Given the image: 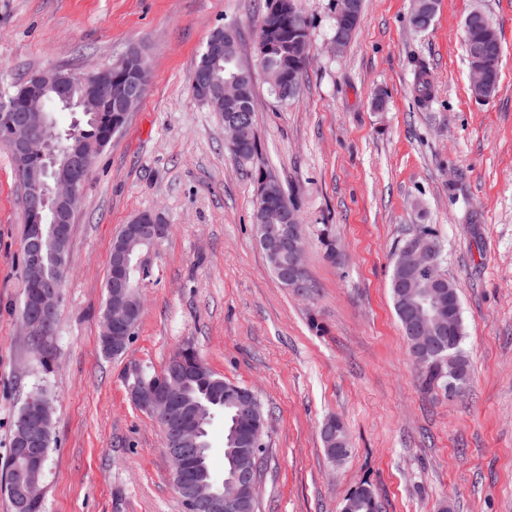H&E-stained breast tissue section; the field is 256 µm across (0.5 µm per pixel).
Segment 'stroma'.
<instances>
[{"label": "stroma", "mask_w": 512, "mask_h": 512, "mask_svg": "<svg viewBox=\"0 0 512 512\" xmlns=\"http://www.w3.org/2000/svg\"><path fill=\"white\" fill-rule=\"evenodd\" d=\"M295 5L309 64L286 103L256 80L260 151L240 159L190 78L220 27L235 30L238 62L254 68L267 0H0V90L132 48L151 70L82 186L48 369L21 326L22 188L0 143V478L19 408L45 392V512H184L161 428L132 404L125 374L161 371L187 343L269 414L258 512H341L364 482L382 512H512V0H440L424 31L411 24L413 0H365L340 52L336 0ZM474 10L502 44L486 102L472 96L464 49ZM421 69L434 87L424 104ZM261 172L299 208L307 295L278 282L256 241ZM145 210L172 232L141 288L137 333L112 359L99 345L112 242ZM325 224L332 260L318 242ZM422 224L435 228L460 293L471 375L459 395L422 387L391 299L398 248ZM331 416L351 448L336 463L321 440Z\"/></svg>", "instance_id": "1"}]
</instances>
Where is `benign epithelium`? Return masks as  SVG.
I'll return each instance as SVG.
<instances>
[{
	"mask_svg": "<svg viewBox=\"0 0 512 512\" xmlns=\"http://www.w3.org/2000/svg\"><path fill=\"white\" fill-rule=\"evenodd\" d=\"M471 85L479 89L475 98L486 102L490 95L482 92L487 85V73L473 55L469 58ZM53 79L62 104L71 108L83 107L85 112L98 111V100L116 97L122 111L133 112L141 100L150 80V70L139 64L133 87L121 85L112 88V69L101 67L87 71L77 77L59 74ZM255 78L252 71L240 75L236 80L224 84V139L228 147L236 150L242 140V126L234 112L241 109L249 80ZM78 80L85 87V97L76 102L69 95V86ZM26 85L0 114V140L6 144L18 161L25 175L23 199L26 210L35 217L45 209L54 213L52 232L58 250V268L69 265L68 238L70 223L77 208L84 180L90 175L98 157L96 151L86 147H75L58 159L55 152L57 134L54 122L41 103L40 92L48 82V72L30 74ZM41 164L31 165L33 159ZM300 223L297 208L287 203L272 211L264 212L262 220L255 222V232L260 246L271 252L275 259V270L288 283V288L304 287L300 273L303 271L304 241L298 232ZM43 229L26 243L23 265L24 283L35 286L28 298V311L23 316L22 327L29 342L36 343L47 334L48 324L57 317L62 302V285L56 280L47 281L42 255L38 246ZM167 233L166 221L161 213L142 211L126 225L125 241L112 247V263L117 270L110 298L102 313V348L116 355L127 352L133 341L134 331L140 321V311L130 281V262L136 261L140 273L150 269L156 248ZM440 246L426 251L413 242L399 252L397 265L409 272L398 279L396 286L410 297L405 308V317L410 334L417 344L413 353L417 360L426 363L439 351V340L452 328L453 303L448 288L447 276L440 271L436 256ZM182 376L176 372L160 375L157 392L144 394L129 387L131 402L155 418L163 426L175 418L176 409H181L182 422L170 433L174 447L173 455L180 452L191 455L193 476L180 479L182 500L189 512H233L243 507L248 496L258 483L255 469L238 466L228 478L209 479L203 474L202 460L193 456V449L179 446L196 436L195 427L203 414L198 406H185L179 400ZM20 428L15 437L14 454L17 475L10 480L9 488L15 499L18 512H25L28 504L41 499V482L47 458L43 443L51 437L53 406L50 399L39 393L31 394L18 414Z\"/></svg>",
	"mask_w": 512,
	"mask_h": 512,
	"instance_id": "7a95c632",
	"label": "benign epithelium"
}]
</instances>
